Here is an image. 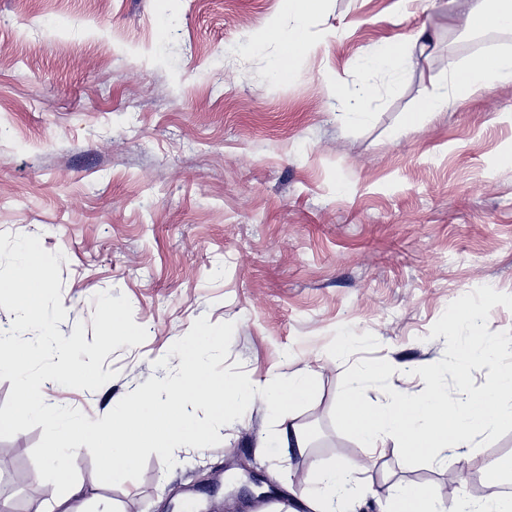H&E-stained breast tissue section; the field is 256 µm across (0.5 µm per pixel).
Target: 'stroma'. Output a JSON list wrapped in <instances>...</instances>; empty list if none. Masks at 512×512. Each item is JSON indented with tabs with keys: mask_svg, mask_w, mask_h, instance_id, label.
I'll use <instances>...</instances> for the list:
<instances>
[{
	"mask_svg": "<svg viewBox=\"0 0 512 512\" xmlns=\"http://www.w3.org/2000/svg\"><path fill=\"white\" fill-rule=\"evenodd\" d=\"M280 0H0V232L36 235L62 252L58 329L84 322L95 296H126L147 330L112 351L114 379L96 391L49 383L48 407L85 421L59 434L85 490L84 512H311L300 501L316 465L364 463L357 490L380 512L395 483L427 485L453 512L474 497L462 473L512 457V431L433 464L402 463L394 438L377 449L338 433L331 412L343 373L384 359L391 386L426 384L415 368L442 359L430 329L449 303L482 285L512 293V83L425 116L475 55L512 54V32L479 34L438 0H326L308 20L315 50L275 81L278 46L253 38L287 23ZM424 54L370 75L360 59L419 29ZM370 117L350 116L366 83ZM226 379L268 388L304 369L314 388L292 408L305 453L269 449L278 420L261 399L214 420L205 447L142 449L128 481L109 485L92 429L137 389L184 376L182 340ZM42 427L0 439V512H35L55 487L35 474ZM271 480L266 498L225 502L199 489L243 468Z\"/></svg>",
	"mask_w": 512,
	"mask_h": 512,
	"instance_id": "35a3bbf8",
	"label": "stroma"
}]
</instances>
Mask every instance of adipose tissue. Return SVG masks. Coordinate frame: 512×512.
Instances as JSON below:
<instances>
[{
  "label": "adipose tissue",
  "instance_id": "ef3b65f1",
  "mask_svg": "<svg viewBox=\"0 0 512 512\" xmlns=\"http://www.w3.org/2000/svg\"><path fill=\"white\" fill-rule=\"evenodd\" d=\"M323 0H288L286 14L292 19L289 27L270 23L256 36L260 45L277 44L280 57L272 63L274 77L281 78L293 73L298 61L309 50V35L306 21L318 12ZM463 13L464 26L472 31L489 28L512 29V0H466ZM425 30H417L407 41L381 42L362 62V67L372 74L394 69L406 56L409 47L427 44ZM512 82V54L476 56L469 60L463 73L452 84L451 97L435 94L425 95L422 110L431 115L445 110L449 98H468L475 92L488 91L497 84ZM200 340L185 343L183 354L189 371L181 383L168 397L157 392L137 390L127 405L120 407L111 423L101 425L95 432L97 447L105 463V475L112 483L125 482L136 465L140 448H169L178 440L192 437L205 440L206 429L197 425L186 413L187 402L207 404L220 417L226 416L231 407L242 404L255 391L252 384L242 381L230 382L207 375L198 363ZM19 408L25 412L42 413L50 428L61 427L69 433H80L84 425L78 420L64 421L46 411L38 380L22 379L17 393ZM364 468L363 463L345 461L329 468L314 467L305 480L313 496L312 512H336V499L354 480L356 473Z\"/></svg>",
  "mask_w": 512,
  "mask_h": 512
}]
</instances>
